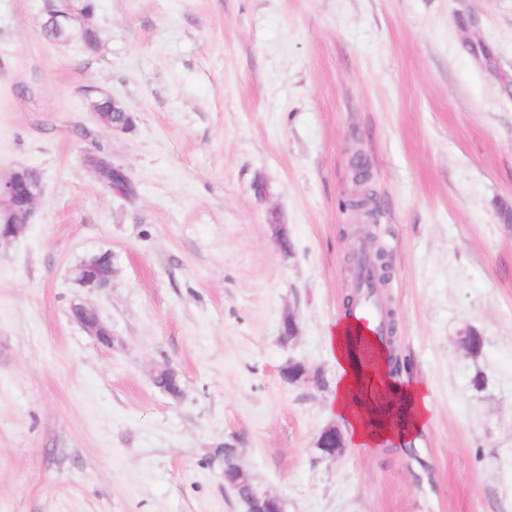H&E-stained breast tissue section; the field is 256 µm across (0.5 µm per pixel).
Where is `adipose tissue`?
Masks as SVG:
<instances>
[{
  "instance_id": "adipose-tissue-1",
  "label": "adipose tissue",
  "mask_w": 512,
  "mask_h": 512,
  "mask_svg": "<svg viewBox=\"0 0 512 512\" xmlns=\"http://www.w3.org/2000/svg\"><path fill=\"white\" fill-rule=\"evenodd\" d=\"M362 335L348 319L333 330L338 377L332 402L352 440L367 447L422 428L432 404L424 385H402L388 377L384 354L367 359L359 350Z\"/></svg>"
}]
</instances>
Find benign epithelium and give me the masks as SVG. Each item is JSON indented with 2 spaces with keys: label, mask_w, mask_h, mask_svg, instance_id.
<instances>
[{
  "label": "benign epithelium",
  "mask_w": 512,
  "mask_h": 512,
  "mask_svg": "<svg viewBox=\"0 0 512 512\" xmlns=\"http://www.w3.org/2000/svg\"><path fill=\"white\" fill-rule=\"evenodd\" d=\"M46 15L52 23L53 41L66 44L76 30L84 29L91 15L77 6V0H48ZM109 101L102 96L92 104L97 122L112 132H128L135 124V117L126 108L119 109L118 117L112 118L102 111L101 102ZM86 165L92 170L96 180L105 188L122 196L133 192V186L120 166L112 163L105 155L89 153ZM41 195L40 176L27 168H20L8 178L0 180V242L18 238L29 223L34 208ZM112 258L106 251L91 256L90 260L79 265L72 272V281L82 290L93 293L111 286L112 274L100 272L97 262ZM71 310L74 318L103 344L109 346L114 341L112 330L100 319L95 309L76 298ZM252 512H283L279 496L271 489L251 488Z\"/></svg>",
  "instance_id": "1"
}]
</instances>
